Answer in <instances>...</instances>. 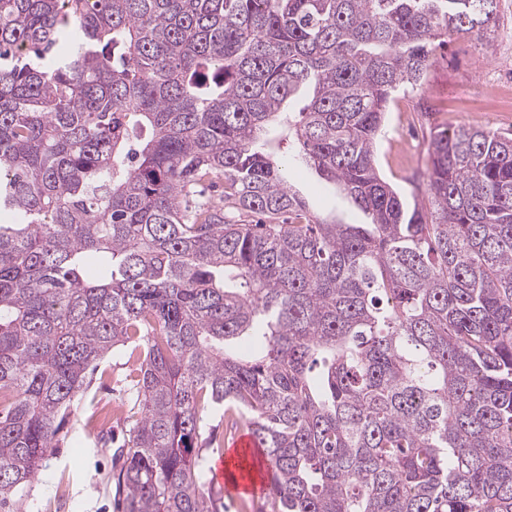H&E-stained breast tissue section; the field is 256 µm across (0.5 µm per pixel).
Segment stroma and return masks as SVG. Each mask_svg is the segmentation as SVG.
Listing matches in <instances>:
<instances>
[{
  "instance_id": "stroma-1",
  "label": "stroma",
  "mask_w": 512,
  "mask_h": 512,
  "mask_svg": "<svg viewBox=\"0 0 512 512\" xmlns=\"http://www.w3.org/2000/svg\"><path fill=\"white\" fill-rule=\"evenodd\" d=\"M464 124L512 134V0H499L491 38L451 37L447 49L434 56L422 90L395 95L377 146L381 173L408 190V177L427 167L431 131ZM290 182L320 216L365 223L350 200L314 171L292 166ZM103 369L89 388L91 403L76 410L61 447L29 486L25 512H114L113 451L93 444L87 422L96 402L126 399L132 382L131 369L121 358L107 359Z\"/></svg>"
}]
</instances>
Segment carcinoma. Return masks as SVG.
<instances>
[{
  "mask_svg": "<svg viewBox=\"0 0 512 512\" xmlns=\"http://www.w3.org/2000/svg\"><path fill=\"white\" fill-rule=\"evenodd\" d=\"M496 15L0 0V512L120 347L122 512H221L206 404L263 445L254 512H512V135L437 129L411 203L376 163L392 95ZM294 159L368 222L312 212ZM213 174L233 219L188 199Z\"/></svg>",
  "mask_w": 512,
  "mask_h": 512,
  "instance_id": "carcinoma-1",
  "label": "carcinoma"
}]
</instances>
